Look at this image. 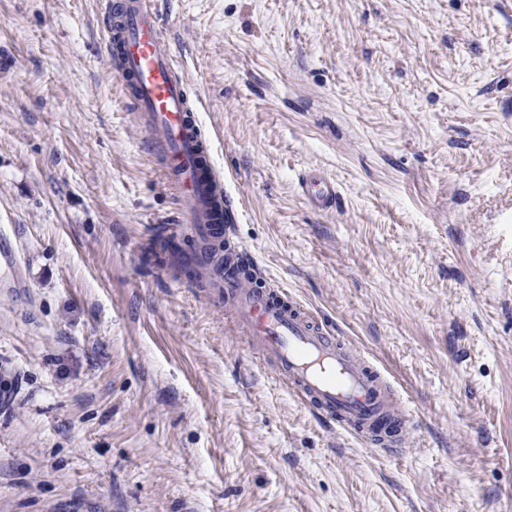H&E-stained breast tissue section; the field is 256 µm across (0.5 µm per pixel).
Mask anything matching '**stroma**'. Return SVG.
<instances>
[{
  "instance_id": "obj_1",
  "label": "stroma",
  "mask_w": 512,
  "mask_h": 512,
  "mask_svg": "<svg viewBox=\"0 0 512 512\" xmlns=\"http://www.w3.org/2000/svg\"><path fill=\"white\" fill-rule=\"evenodd\" d=\"M155 3L235 241L420 428H327L151 255L194 243L100 0H0V512H512V0ZM301 193L317 210L328 211L336 203V183L325 177L306 176L299 181Z\"/></svg>"
}]
</instances>
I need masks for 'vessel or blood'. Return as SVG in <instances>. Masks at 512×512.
Here are the masks:
<instances>
[{
	"label": "vessel or blood",
	"instance_id": "1",
	"mask_svg": "<svg viewBox=\"0 0 512 512\" xmlns=\"http://www.w3.org/2000/svg\"><path fill=\"white\" fill-rule=\"evenodd\" d=\"M100 16L113 74L125 84L136 123L176 192L180 223L197 240L196 252L173 256L172 265L190 267L195 287L223 304L249 348L313 414L384 454L402 452L416 422L401 393L331 325L269 281L249 249L231 244L239 212L157 8L151 0H103ZM300 189L315 209L336 202L328 178L303 177Z\"/></svg>",
	"mask_w": 512,
	"mask_h": 512
}]
</instances>
